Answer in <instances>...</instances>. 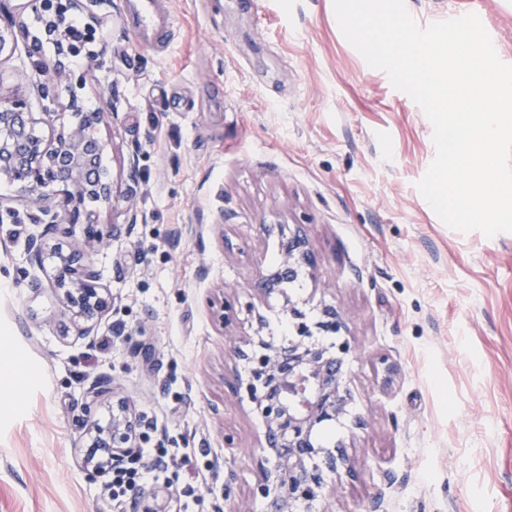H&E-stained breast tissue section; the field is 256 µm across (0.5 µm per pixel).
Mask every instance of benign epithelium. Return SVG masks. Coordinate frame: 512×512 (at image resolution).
I'll return each mask as SVG.
<instances>
[{
  "label": "benign epithelium",
  "instance_id": "7a95c632",
  "mask_svg": "<svg viewBox=\"0 0 512 512\" xmlns=\"http://www.w3.org/2000/svg\"><path fill=\"white\" fill-rule=\"evenodd\" d=\"M111 6L112 0H26V8L53 28L62 26L76 10L95 21ZM99 36L95 25L86 26L77 36L70 33L61 40V55L80 57ZM20 43L36 78L6 90L0 84V181L18 185L25 192L27 218L32 223L58 224L63 218L68 224L87 226L80 242L53 252L51 283L62 291L63 303L81 321V335L90 337L112 305V296L92 259L112 230L98 229L95 212L85 207L91 195L102 206H113V182L98 165L106 144L88 136L81 124L63 122V113L81 110V101L73 93V70L58 60L44 59L38 36L18 8L12 0H0V56L14 52ZM64 89L70 91L65 101L61 97ZM34 97L50 101L55 108L33 112ZM86 117L98 126L108 120L117 122L118 113L105 103ZM39 125L48 127L50 136L36 134ZM51 184L58 186L56 193H44ZM277 229L281 261L275 270L259 274L256 291L264 298L274 296L281 301L292 332L281 340L264 335L267 322L259 314L252 334L234 353L243 362L239 388L246 392L264 427L254 495L261 498L264 512H297L300 508L316 512L317 504L331 493L323 470L356 475V462L343 443L327 446L316 436L318 427L350 416L352 397L343 382V369L356 347L343 335L347 322L336 306L318 303L319 316L310 326L299 304L307 305L314 297L300 302L282 288L305 274L313 275L315 257L301 225L280 224ZM27 256L31 264L44 265L41 238L28 240ZM145 429L154 426L119 402L112 407V423L94 429L89 447L94 453H105L111 462L127 455Z\"/></svg>",
  "mask_w": 512,
  "mask_h": 512
}]
</instances>
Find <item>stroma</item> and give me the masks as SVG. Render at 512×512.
<instances>
[{
  "mask_svg": "<svg viewBox=\"0 0 512 512\" xmlns=\"http://www.w3.org/2000/svg\"><path fill=\"white\" fill-rule=\"evenodd\" d=\"M123 2L106 70L74 68L82 102L119 114L97 130L103 169L135 185L141 213L129 232L124 201L98 211L112 307L94 340L26 256L31 234L51 251L84 225L0 221V364L26 374L22 390L0 385V512H150L167 490L165 512H263L262 427L233 348L253 309L288 331L277 300L250 291L279 261L275 224L303 226L317 266L292 289L343 311L356 347L348 385L367 427L333 425L357 475H327L324 512H512V233L450 229L422 197V110L346 41L333 0H169L175 35L158 50L136 44ZM405 3L423 27L482 12L512 64V0ZM98 378L114 393L92 403ZM116 399L155 425L141 447L177 451L117 500L84 446Z\"/></svg>",
  "mask_w": 512,
  "mask_h": 512,
  "instance_id": "1",
  "label": "stroma"
}]
</instances>
